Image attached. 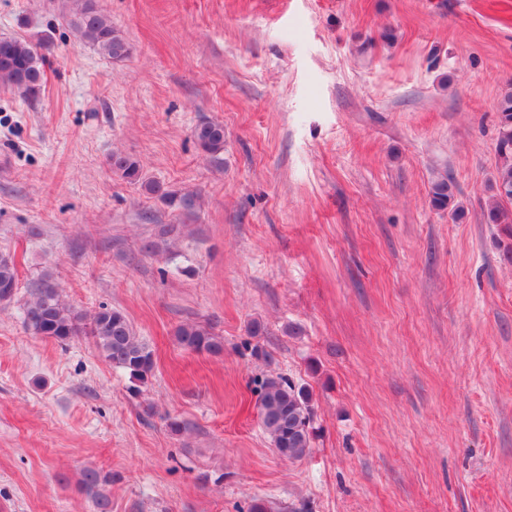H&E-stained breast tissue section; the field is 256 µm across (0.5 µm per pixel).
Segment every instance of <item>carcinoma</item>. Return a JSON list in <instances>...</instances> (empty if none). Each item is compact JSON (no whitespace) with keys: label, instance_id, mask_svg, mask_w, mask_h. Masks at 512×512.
<instances>
[{"label":"carcinoma","instance_id":"obj_1","mask_svg":"<svg viewBox=\"0 0 512 512\" xmlns=\"http://www.w3.org/2000/svg\"><path fill=\"white\" fill-rule=\"evenodd\" d=\"M69 24L81 43L113 60H123L130 48L112 26L110 18L98 7L97 0H65ZM43 56L31 42L15 37L0 38V87L22 97L36 95L44 82ZM499 131L497 152L499 166L493 189L494 202L488 210L492 224L512 225V86L507 87L498 103ZM192 136L207 154L224 150V126L204 121L195 127ZM112 171L130 184H138L148 195H156L187 219L196 216L200 195L196 191L167 190L161 184L142 177L139 162L122 152L110 158ZM453 198L448 177L436 180L431 188V202L445 209ZM17 288L14 261L0 255V302H9ZM27 327L36 335L58 342L76 336L94 339L100 355L112 365L129 374V378L146 384L153 370V353L137 336L129 319L119 309L102 306L91 315L62 300L52 276L45 272L26 302ZM182 348L194 352L219 354L224 343L210 329L194 323L180 325L175 331ZM259 417L264 434L280 457L299 461L312 452L315 439L311 395L307 388L283 375L270 376L261 382ZM112 483V474L88 469L82 475V488L96 504L98 512H111V501L103 488Z\"/></svg>","mask_w":512,"mask_h":512}]
</instances>
